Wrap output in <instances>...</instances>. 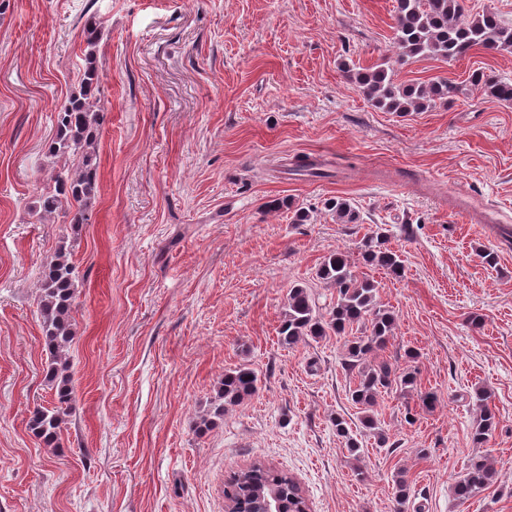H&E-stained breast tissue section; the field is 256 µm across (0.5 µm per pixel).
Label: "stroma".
<instances>
[{
  "label": "stroma",
  "instance_id": "35a3bbf8",
  "mask_svg": "<svg viewBox=\"0 0 512 512\" xmlns=\"http://www.w3.org/2000/svg\"><path fill=\"white\" fill-rule=\"evenodd\" d=\"M396 0H7L0 10V512H224L229 475L262 461L300 485L309 512H512V105L470 86L512 79V52L399 63ZM105 25L97 66L107 110L99 191L85 223L32 212L52 169L54 116L85 67L82 27ZM388 62L399 83L449 77L452 102L378 109L345 67ZM306 156L318 178L285 166ZM341 197L360 221L326 210ZM311 210L292 221V206ZM383 228L396 277L364 265ZM76 266L72 410L60 445L29 430L51 406L38 294L56 251ZM496 252V266L483 251ZM348 253L395 314L373 361L416 371L417 388L378 398L391 445L353 457L361 412L343 337L278 341L291 285L319 307L317 279ZM484 318L470 325V315ZM415 358H408V351ZM248 365L258 390L205 433L225 371ZM498 424L471 442L475 388ZM433 392L435 408L419 395ZM483 454L479 495L450 487Z\"/></svg>",
  "mask_w": 512,
  "mask_h": 512
}]
</instances>
